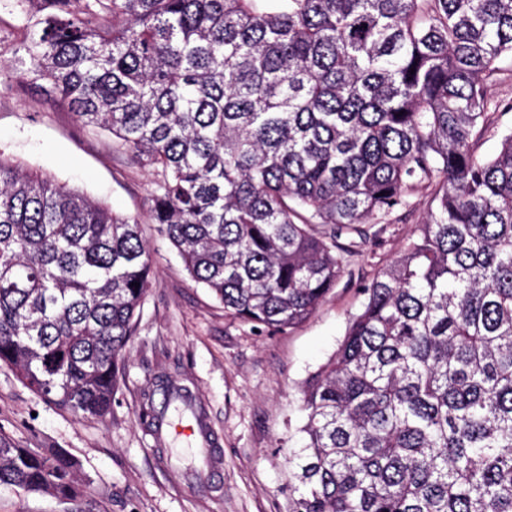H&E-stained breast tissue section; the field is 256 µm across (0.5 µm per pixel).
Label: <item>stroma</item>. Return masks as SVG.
I'll return each mask as SVG.
<instances>
[{"label":"stroma","instance_id":"stroma-1","mask_svg":"<svg viewBox=\"0 0 512 512\" xmlns=\"http://www.w3.org/2000/svg\"><path fill=\"white\" fill-rule=\"evenodd\" d=\"M0 153L145 222L153 275L111 411L80 419L26 388L0 366V430L25 448H54L76 464L81 494L63 501L0 488V512H292L303 486L290 463L304 442L303 389L334 355L360 287L406 246L428 196L369 225L379 249L355 248L325 301L302 324L257 333L231 320L197 285L169 243L148 223L151 176L112 136L84 126L65 107L14 78L0 92ZM187 386L211 422L224 466L215 492L189 482L197 468L186 438L160 437L142 417L162 380Z\"/></svg>","mask_w":512,"mask_h":512}]
</instances>
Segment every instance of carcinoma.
<instances>
[{
    "label": "carcinoma",
    "instance_id": "obj_1",
    "mask_svg": "<svg viewBox=\"0 0 512 512\" xmlns=\"http://www.w3.org/2000/svg\"><path fill=\"white\" fill-rule=\"evenodd\" d=\"M18 74L151 170L150 220L225 315L309 318L341 243L411 206L404 251L303 392L295 512H512V0H0ZM152 260L140 220L0 156V363L103 418ZM139 287H133V284ZM0 486L79 494L0 431Z\"/></svg>",
    "mask_w": 512,
    "mask_h": 512
}]
</instances>
